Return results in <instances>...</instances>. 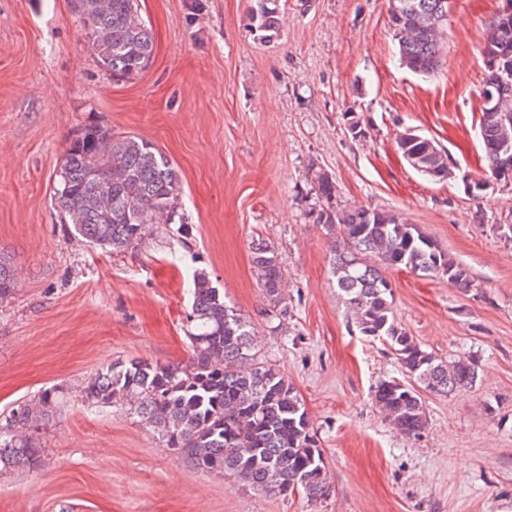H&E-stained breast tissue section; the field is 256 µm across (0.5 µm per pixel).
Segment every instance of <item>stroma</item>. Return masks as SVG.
Returning <instances> with one entry per match:
<instances>
[{"instance_id":"stroma-1","label":"stroma","mask_w":512,"mask_h":512,"mask_svg":"<svg viewBox=\"0 0 512 512\" xmlns=\"http://www.w3.org/2000/svg\"><path fill=\"white\" fill-rule=\"evenodd\" d=\"M439 65L399 61L390 0H280L272 39L249 0H138L155 50L116 81L88 47L72 0H0V257L18 285L0 300V413L43 388L71 396L33 433L42 465L0 473V512H512V184L480 195L479 121L486 27L502 0H449ZM364 137H353L351 119ZM103 125L174 164L184 226L151 225L133 248L95 249L54 207L72 133ZM431 139L454 178L415 171L397 147ZM339 207L403 213L465 266L439 275L386 270L398 323L423 349L470 357L475 385L423 393L427 428L400 434L376 406L401 378L390 347L362 336L329 271L314 218L316 176ZM275 246L285 321L266 299L251 246ZM206 269L249 318L258 358L293 383L325 450L327 497L252 491L163 448L133 416L88 409L77 390L103 363L191 356L185 267Z\"/></svg>"}]
</instances>
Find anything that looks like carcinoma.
Returning <instances> with one entry per match:
<instances>
[{"instance_id":"1","label":"carcinoma","mask_w":512,"mask_h":512,"mask_svg":"<svg viewBox=\"0 0 512 512\" xmlns=\"http://www.w3.org/2000/svg\"><path fill=\"white\" fill-rule=\"evenodd\" d=\"M280 0H250L255 29L275 35ZM136 0H82L79 13L88 27L89 48L117 80L136 77L148 67L154 38L137 13ZM448 0H394L389 27L400 59L418 74L438 65ZM482 56L497 59L485 67L483 87L500 89L496 109L482 105L480 130L489 176L512 181V17H494ZM398 148L411 167L445 181L453 171L448 154L425 140L400 137ZM326 202L314 223L331 238L330 274L352 324L384 340L396 355L404 379L383 380L376 405L403 435L420 437L427 416L420 391L446 395L475 384L473 359L443 360L428 352L396 321L393 290L383 270L404 267L440 274L458 288L471 285L469 272L400 213L334 203L336 184L316 178ZM179 177L169 158L136 137L115 139L91 125L76 131L66 148L54 191L64 222L93 247L120 252L137 244L151 224H173L178 217ZM251 263L268 311L282 318L288 305L281 294L283 269L274 246L259 242ZM191 311L186 334L191 360L184 366L140 359L113 360L87 376L80 394L92 409L119 406L139 419L162 446L215 475H230L244 486L283 497L301 492L311 499L329 494L324 449L307 409L288 379L257 359L251 322L225 300L210 273L190 268ZM16 284L10 263L0 258V298ZM67 401L61 386L41 390L0 417V468L34 471L40 449L31 432Z\"/></svg>"}]
</instances>
